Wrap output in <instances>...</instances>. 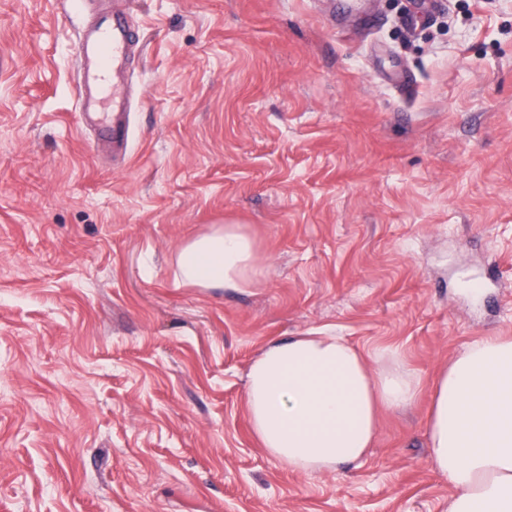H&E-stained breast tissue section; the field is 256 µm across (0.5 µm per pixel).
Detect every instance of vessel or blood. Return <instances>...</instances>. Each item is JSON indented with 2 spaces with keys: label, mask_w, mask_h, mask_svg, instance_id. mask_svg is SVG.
<instances>
[{
  "label": "vessel or blood",
  "mask_w": 512,
  "mask_h": 512,
  "mask_svg": "<svg viewBox=\"0 0 512 512\" xmlns=\"http://www.w3.org/2000/svg\"><path fill=\"white\" fill-rule=\"evenodd\" d=\"M76 41L82 62V124L114 154L126 155L130 112L127 68L131 56L143 49L144 39L135 32L127 8L115 6L79 31Z\"/></svg>",
  "instance_id": "b4317fda"
}]
</instances>
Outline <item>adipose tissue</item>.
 <instances>
[{"label":"adipose tissue","mask_w":512,"mask_h":512,"mask_svg":"<svg viewBox=\"0 0 512 512\" xmlns=\"http://www.w3.org/2000/svg\"><path fill=\"white\" fill-rule=\"evenodd\" d=\"M258 257L237 228L183 244L178 276L198 288H249ZM419 381L396 347L365 356L324 331L270 340L252 363L245 402L262 448L316 474L360 460L384 408L410 405ZM434 469L453 488L448 512H512V340L473 341L444 367L427 423Z\"/></svg>","instance_id":"1"}]
</instances>
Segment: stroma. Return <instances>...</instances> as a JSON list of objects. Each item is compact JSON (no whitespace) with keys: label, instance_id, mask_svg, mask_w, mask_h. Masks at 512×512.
<instances>
[{"label":"stroma","instance_id":"1","mask_svg":"<svg viewBox=\"0 0 512 512\" xmlns=\"http://www.w3.org/2000/svg\"><path fill=\"white\" fill-rule=\"evenodd\" d=\"M338 2L127 0L120 159L80 123L84 0H0V512H448L434 379L512 336V0ZM224 226L254 287L178 283ZM316 329L400 347L422 389L306 475L244 391Z\"/></svg>","mask_w":512,"mask_h":512}]
</instances>
